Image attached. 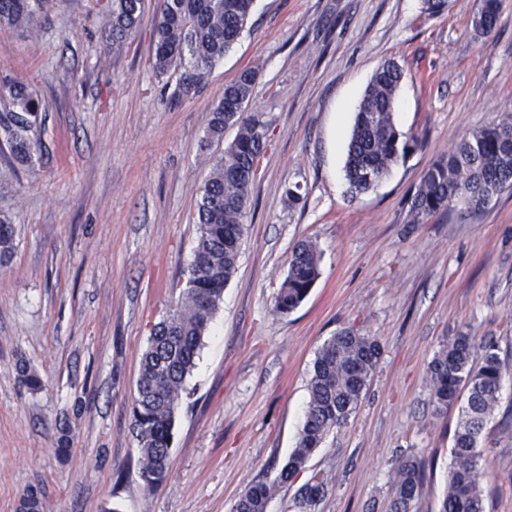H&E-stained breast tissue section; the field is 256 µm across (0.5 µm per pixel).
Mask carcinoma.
<instances>
[{
  "label": "carcinoma",
  "mask_w": 512,
  "mask_h": 512,
  "mask_svg": "<svg viewBox=\"0 0 512 512\" xmlns=\"http://www.w3.org/2000/svg\"><path fill=\"white\" fill-rule=\"evenodd\" d=\"M254 0H164L155 24L151 68L158 78L180 73L184 95L200 86L211 70L252 27ZM42 0H0V27L35 29ZM502 0H480L472 24L478 33L491 32L499 22ZM144 0H105L107 40L122 49L135 32ZM403 67L392 59L374 70L354 116L344 164L351 195L368 192L391 167L412 151L414 138L405 136L392 118ZM257 72L241 71L224 85L222 97L208 115L205 140L237 128L224 155L214 162L196 201L193 222L197 236L186 288L167 316L154 327L142 354L133 429L140 454L141 476L159 486L171 466L175 413L185 380L195 365L224 288L238 269L244 218L251 205L257 161L266 147L262 115L243 116L253 99ZM41 103L31 84L11 80L0 85V150L18 165H31L41 152ZM512 188V118L462 135L448 155L423 174L410 199L418 222L461 202L470 211L482 209L494 196ZM14 227L0 218V263L14 249ZM316 245L304 240L293 250L288 274L275 297V310L288 314L306 298L319 277ZM380 357L371 337L343 328L318 350L309 381V401L296 447L275 478L245 490L232 512H267L279 487L303 471L327 434L348 421L359 407ZM503 362L496 343L477 345L460 334L440 346L428 366L427 380L436 410L458 401L467 390L455 431L448 484L440 512H486L483 478L486 463L482 434L497 407ZM424 484L422 462L398 461L390 491V512H414ZM332 490L331 481L313 473L299 488L296 507L314 512Z\"/></svg>",
  "instance_id": "carcinoma-1"
}]
</instances>
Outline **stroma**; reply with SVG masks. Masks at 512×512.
Segmentation results:
<instances>
[{
	"label": "stroma",
	"instance_id": "obj_1",
	"mask_svg": "<svg viewBox=\"0 0 512 512\" xmlns=\"http://www.w3.org/2000/svg\"><path fill=\"white\" fill-rule=\"evenodd\" d=\"M162 3L145 0L117 53L97 0H45L35 37L0 29V81L32 83L43 142L30 167L0 154V217L16 229L0 264V512H16L33 486L44 512H231L291 453L315 355L346 327L378 342L377 368L360 407L269 512H296L312 471L333 484L316 512H389L405 457L425 465L416 512H439L460 412L436 411L427 371L461 333L494 339L503 360L484 484L487 512H512V190L421 224L409 209L424 171L465 132L512 115V0L484 35L472 25L479 0H448L435 16L422 0H256L250 32L187 96L150 69ZM387 58L405 70L393 120L418 145L353 198L344 162L354 112ZM248 67L258 72L248 110L262 114L267 147L238 270L186 379L171 468L153 488L132 423L140 358L182 296L196 200L235 136L226 129L201 149L208 113ZM304 239L320 276L282 315L274 298ZM22 364L39 390L20 382Z\"/></svg>",
	"mask_w": 512,
	"mask_h": 512
}]
</instances>
